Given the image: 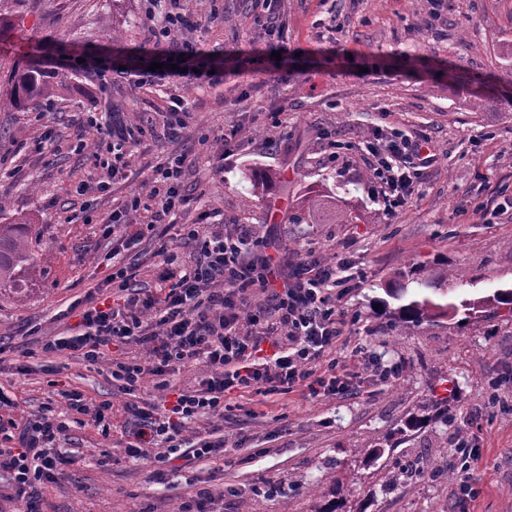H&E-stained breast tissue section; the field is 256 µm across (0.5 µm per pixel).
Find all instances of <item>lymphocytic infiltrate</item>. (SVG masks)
Returning a JSON list of instances; mask_svg holds the SVG:
<instances>
[{
  "label": "lymphocytic infiltrate",
  "mask_w": 512,
  "mask_h": 512,
  "mask_svg": "<svg viewBox=\"0 0 512 512\" xmlns=\"http://www.w3.org/2000/svg\"><path fill=\"white\" fill-rule=\"evenodd\" d=\"M194 24L192 17L177 10L166 15L148 65L138 74L140 81L213 82V75L200 62V49L175 39L176 33ZM143 134L140 128H107L111 159L96 153L90 156L93 165L108 173L107 179L95 183V190L108 191L111 179L123 174V160ZM367 150L378 159L374 175L383 183L380 197L385 208L405 206L414 179L433 161L431 153L396 134L368 144ZM189 165L185 152L157 163L149 194L131 191L122 211L108 218L107 235L128 249L139 243L145 231L173 228L171 216L188 202L183 183ZM143 209L150 220L142 228L130 216ZM177 230L181 238L197 245L198 257L189 262L165 252L159 293L128 296L133 268L113 267L105 281L113 303L88 293L74 334L43 346L49 353H79L90 362L112 345L145 346V362H113L112 377L128 394L141 387L145 375L155 378L160 400L128 406L139 424L125 452L137 457L145 449H159L152 471L158 480L164 479L171 454L182 447H189L197 460L223 456V437L205 436L187 444L182 432L186 422L198 415L223 418L231 395H286L301 386L314 395L352 391L337 375L336 361L324 359L348 331L346 319L331 302V289L342 283L336 266L307 259L287 274L280 259L264 252L253 255L257 243L246 230L208 234L198 224H183ZM254 294L265 296L267 304L244 314L242 308ZM199 360L209 369L200 388L180 389L167 380L172 365ZM58 431L53 418L44 414L15 435L13 446L0 448V472L9 473L12 498L24 505L25 512H36L42 484L54 479L62 463L52 449Z\"/></svg>",
  "instance_id": "obj_1"
}]
</instances>
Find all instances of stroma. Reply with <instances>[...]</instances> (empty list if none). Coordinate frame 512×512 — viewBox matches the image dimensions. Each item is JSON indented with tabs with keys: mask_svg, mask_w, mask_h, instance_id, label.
Returning <instances> with one entry per match:
<instances>
[{
	"mask_svg": "<svg viewBox=\"0 0 512 512\" xmlns=\"http://www.w3.org/2000/svg\"><path fill=\"white\" fill-rule=\"evenodd\" d=\"M285 24L290 55L275 60L270 36L249 0H0V91L15 75L44 69L63 83L59 96L0 111V224L25 217L39 266L28 291L0 293V425H24L51 413L63 429L55 444L67 461L44 483L39 512H181L198 493L216 512H512V313L500 309L391 335L380 303L418 272L446 278L454 300L512 288V0H272ZM196 16L177 33L202 50H237L211 86L140 85L76 68L92 57L133 62L153 45L151 32L171 8ZM120 41H112V31ZM68 57L71 67L47 62ZM185 102L187 130L210 137L185 176L190 201L173 221L211 213L209 229L245 225L273 243L289 266L307 256L349 261L354 281L336 290L349 322L338 345L349 396H234L224 420L202 417L186 434L217 431L224 455L183 464L164 481L150 477L157 449L131 458L129 402L156 401L145 379L136 395L112 379V353L91 363L67 351L47 354L46 340L69 334L90 289L119 261L137 269L132 288L155 289L162 250L192 254L178 236L145 232L138 247L113 252L104 222L130 188H152L151 167L179 153L171 140L169 98ZM144 128L125 157L127 179L111 193L77 195L84 161L100 135L79 119ZM55 126L56 141L43 139ZM425 139L434 156L395 214L375 201L365 148L377 130ZM322 190L353 196L351 223L309 214L298 198ZM496 208L481 211V203ZM401 365L385 381L361 366L362 354ZM108 405L105 426L72 411L68 396ZM447 398L453 419L412 432L374 464L376 442L430 401ZM480 455L471 465L474 495L456 498L446 466L459 441ZM419 459L423 477L388 486L397 462ZM362 484L350 481L354 470ZM279 487L267 498L259 489Z\"/></svg>",
	"mask_w": 512,
	"mask_h": 512,
	"instance_id": "stroma-1",
	"label": "stroma"
}]
</instances>
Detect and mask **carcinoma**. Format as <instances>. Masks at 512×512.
Returning a JSON list of instances; mask_svg holds the SVG:
<instances>
[{
  "label": "carcinoma",
  "mask_w": 512,
  "mask_h": 512,
  "mask_svg": "<svg viewBox=\"0 0 512 512\" xmlns=\"http://www.w3.org/2000/svg\"><path fill=\"white\" fill-rule=\"evenodd\" d=\"M59 90L44 72L37 68L26 70L5 91L0 92V110L3 108L23 109L29 102L39 97H50ZM36 269L33 257L28 223L17 221L13 224H0V291L13 290L29 279ZM412 288H396L391 297L399 301L393 309L391 326L410 330L423 322H436L459 312L471 316L477 312L493 315L506 306L512 310V289L499 290L492 295L448 302L436 298L444 294V289L432 279L418 275ZM448 425V399H437L411 414L404 426L396 429L403 435L408 430L419 429L427 424Z\"/></svg>",
  "instance_id": "1"
}]
</instances>
